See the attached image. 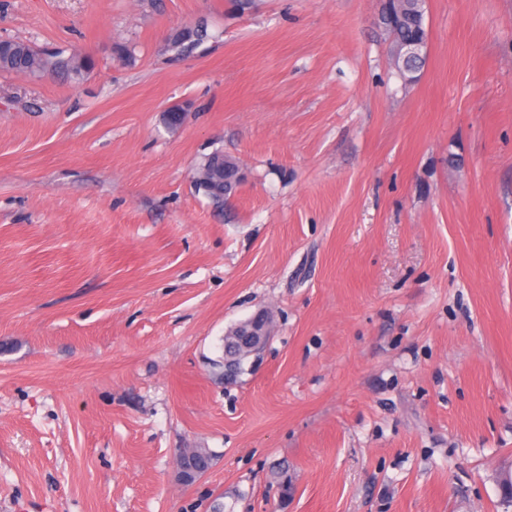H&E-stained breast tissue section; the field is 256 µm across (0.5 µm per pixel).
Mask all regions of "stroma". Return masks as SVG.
I'll list each match as a JSON object with an SVG mask.
<instances>
[{
	"label": "stroma",
	"mask_w": 512,
	"mask_h": 512,
	"mask_svg": "<svg viewBox=\"0 0 512 512\" xmlns=\"http://www.w3.org/2000/svg\"><path fill=\"white\" fill-rule=\"evenodd\" d=\"M381 4L0 0V38L93 62L0 73V512H503L512 0H427L409 85Z\"/></svg>",
	"instance_id": "obj_1"
}]
</instances>
